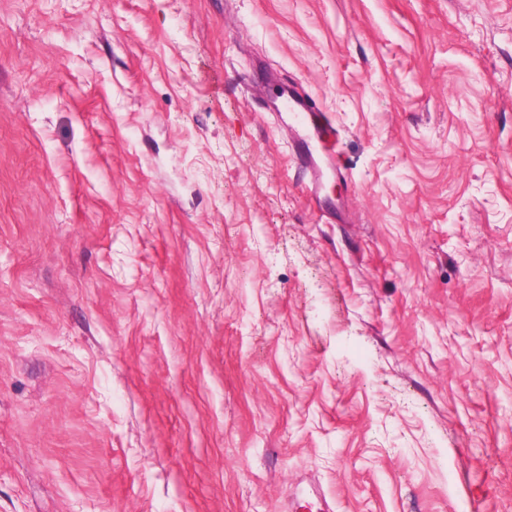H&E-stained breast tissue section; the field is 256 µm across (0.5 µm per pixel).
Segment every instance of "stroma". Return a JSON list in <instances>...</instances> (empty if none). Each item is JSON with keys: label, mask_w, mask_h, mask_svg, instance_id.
Masks as SVG:
<instances>
[{"label": "stroma", "mask_w": 512, "mask_h": 512, "mask_svg": "<svg viewBox=\"0 0 512 512\" xmlns=\"http://www.w3.org/2000/svg\"><path fill=\"white\" fill-rule=\"evenodd\" d=\"M306 498L512 512V0H0V512ZM279 98L286 111L299 117L302 131L313 133L324 143L326 148L330 144L334 146L337 140L336 128L324 112L308 105L289 90H285Z\"/></svg>", "instance_id": "1"}]
</instances>
